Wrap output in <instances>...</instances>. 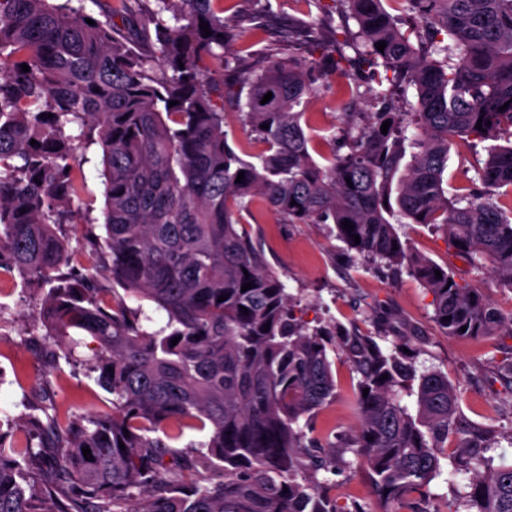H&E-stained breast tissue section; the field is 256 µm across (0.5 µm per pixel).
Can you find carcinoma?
<instances>
[{"mask_svg": "<svg viewBox=\"0 0 512 512\" xmlns=\"http://www.w3.org/2000/svg\"><path fill=\"white\" fill-rule=\"evenodd\" d=\"M334 2L358 31L325 66L359 61L370 85L346 94L367 92L379 108L360 121L353 150L321 167L305 133L314 87L299 63L249 81L238 118L265 150L249 161L228 144L224 83L209 66L224 62L231 38L226 0H0V271L48 288V336L99 343L92 371L112 393L109 417L39 406L28 416L36 448L0 433V512H365L327 497L317 478L337 473L344 450L364 460L384 504L439 512L429 486L446 460L468 475L456 491L466 512H512V464L488 455L492 432L463 416L448 375L419 371L403 352L409 336L388 347L355 328L309 329L237 228L260 195L284 223L332 224L348 248L405 268L434 295L444 335L512 328V316L389 221L398 209L472 264L489 260L512 288V211L471 187L450 200L444 187L453 140L512 135V0H407L422 23L414 41L382 0ZM402 85L416 92L410 112L395 111ZM73 122L84 144L99 145L104 184V234L81 226V273L64 271L58 234L82 220ZM410 127L417 152L402 169ZM477 176L488 189L512 187V145L492 146ZM129 296L164 311L165 326L145 329ZM333 352L357 378V426L332 441L313 436V420L336 400ZM186 429L206 433L203 451L177 449Z\"/></svg>", "mask_w": 512, "mask_h": 512, "instance_id": "obj_1", "label": "carcinoma"}]
</instances>
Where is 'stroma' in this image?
Segmentation results:
<instances>
[{
  "mask_svg": "<svg viewBox=\"0 0 512 512\" xmlns=\"http://www.w3.org/2000/svg\"><path fill=\"white\" fill-rule=\"evenodd\" d=\"M233 2V9L224 14L234 33L226 47L230 69L224 79L232 86L231 94L224 98V110L231 116L226 132L232 148L243 147L255 154L261 143L233 118L239 99L247 95V78L288 61L319 62L321 55L314 52V43L333 45L343 40L344 31L332 0H322L318 7L310 0H272L274 14L260 34L254 33L251 21L259 7L257 0ZM292 23L312 26L311 39L287 38L286 30ZM346 82V76L339 73L320 76L308 104L316 115L312 139H335L341 155L349 152L353 133L348 112L371 109L366 100L350 103ZM487 148V143L480 141H458L451 146L445 173L447 192L475 180L476 164L485 159ZM99 151V146H91L88 162L73 166L80 187L74 203L86 220L96 225L102 222L104 207L96 162ZM391 222L401 239L446 266L456 281L480 289L502 314L512 313V288L497 280L489 262L471 265L455 254L442 234L401 215H394ZM242 227L262 248L269 266L295 298L298 316L309 326L338 322L375 336L415 335L412 347L417 366L447 373L457 387L463 414L493 431L498 446L492 449V456L512 452V381L504 375L505 365L512 362V331L502 329L475 339L445 336L432 319L434 296L429 290L406 271L373 264L349 250L336 237L333 225L284 224L265 209L257 216L244 217ZM41 303L40 288L28 282L0 295V309L12 323L10 335L0 339V432L25 439L32 436L27 416L46 392L55 395L60 411L65 413L112 412L111 394L88 371L98 351L97 342L89 336L75 342L66 337L59 346L43 349L46 328ZM333 361L337 397L315 418L319 438L351 432L357 423L346 405L356 380L343 357L334 356ZM338 466L339 474L327 477L328 495L337 497L339 487H347L352 501L362 504L366 512H378L376 494L355 455L345 452Z\"/></svg>",
  "mask_w": 512,
  "mask_h": 512,
  "instance_id": "35a3bbf8",
  "label": "stroma"
}]
</instances>
